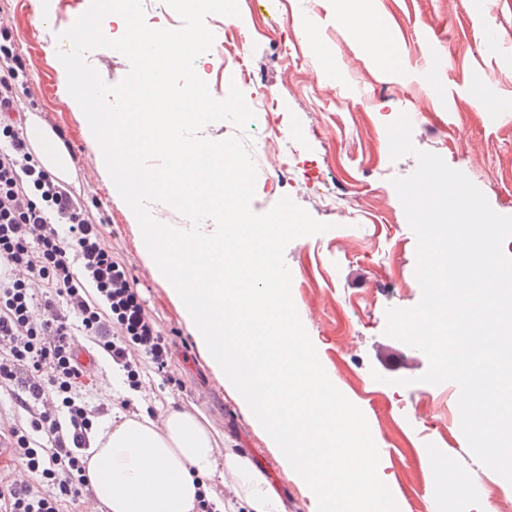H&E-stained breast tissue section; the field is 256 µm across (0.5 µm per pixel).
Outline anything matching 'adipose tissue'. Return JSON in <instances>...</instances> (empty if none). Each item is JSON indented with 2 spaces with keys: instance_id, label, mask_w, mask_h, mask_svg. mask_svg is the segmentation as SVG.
Instances as JSON below:
<instances>
[{
  "instance_id": "ef3b65f1",
  "label": "adipose tissue",
  "mask_w": 512,
  "mask_h": 512,
  "mask_svg": "<svg viewBox=\"0 0 512 512\" xmlns=\"http://www.w3.org/2000/svg\"><path fill=\"white\" fill-rule=\"evenodd\" d=\"M91 450L87 474L108 512H194L203 478L226 467L241 488V512H285L279 495L245 455L221 456L210 433L189 411L171 409L161 423L126 420ZM437 471L440 503L471 496L465 478L449 472L440 449L424 451Z\"/></svg>"
}]
</instances>
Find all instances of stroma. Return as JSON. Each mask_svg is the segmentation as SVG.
I'll use <instances>...</instances> for the list:
<instances>
[{
    "label": "stroma",
    "instance_id": "obj_1",
    "mask_svg": "<svg viewBox=\"0 0 512 512\" xmlns=\"http://www.w3.org/2000/svg\"><path fill=\"white\" fill-rule=\"evenodd\" d=\"M90 0H50L53 22L38 20L39 0H0V27L8 29L26 65L19 90L29 116L47 115L72 145L71 184L108 220L115 252L126 262L147 310L175 355L167 378L152 376L137 392L118 380L110 363L101 370L112 395L111 418L123 400L161 422L171 405L195 413L224 453H245L263 470L286 512H310L304 486L293 479L263 430L216 371L186 322L180 303L146 261L142 231L95 161L85 117L63 98L66 81L58 36ZM404 53V69L375 66L336 18L330 0H239L231 29L206 24L225 48L242 45L255 85L280 92L272 119L292 142L284 155L286 180L259 168L254 213L290 197L329 231L300 237L285 249L299 318L319 346L341 392L365 414L378 439L386 470L405 512L437 506L435 473L423 456L438 448L472 490L494 508L512 502V484L470 452L460 428L459 393L452 383L399 385L403 373L382 361L387 311L410 308L421 297L416 238L392 181L411 175L415 155L392 158L388 127L400 115L413 119L411 139L463 172L499 214L512 216V112H495L486 100L512 102V0H374ZM496 28L503 47L483 50ZM330 60L337 80L324 78Z\"/></svg>",
    "mask_w": 512,
    "mask_h": 512
}]
</instances>
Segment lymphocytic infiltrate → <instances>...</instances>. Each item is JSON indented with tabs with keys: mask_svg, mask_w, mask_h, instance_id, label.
<instances>
[{
	"mask_svg": "<svg viewBox=\"0 0 512 512\" xmlns=\"http://www.w3.org/2000/svg\"><path fill=\"white\" fill-rule=\"evenodd\" d=\"M25 75L1 33L0 393L25 421L0 412V438L31 480L17 485L0 468V512H63L67 502L97 495L78 451L112 408L108 394L86 401L95 381L72 362L70 339L85 336L136 386L141 367L165 375L172 350L106 241V219L94 218L30 151L17 94Z\"/></svg>",
	"mask_w": 512,
	"mask_h": 512,
	"instance_id": "1",
	"label": "lymphocytic infiltrate"
}]
</instances>
